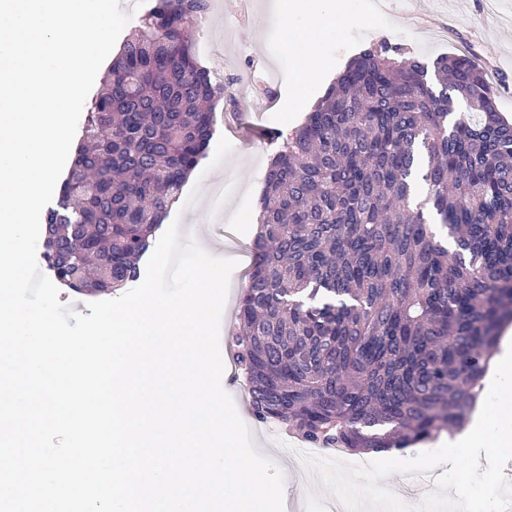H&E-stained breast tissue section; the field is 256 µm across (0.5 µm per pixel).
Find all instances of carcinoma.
Returning a JSON list of instances; mask_svg holds the SVG:
<instances>
[{
  "label": "carcinoma",
  "mask_w": 512,
  "mask_h": 512,
  "mask_svg": "<svg viewBox=\"0 0 512 512\" xmlns=\"http://www.w3.org/2000/svg\"><path fill=\"white\" fill-rule=\"evenodd\" d=\"M210 0H155L84 120L45 216L44 258L115 290L206 156L224 87L192 35ZM467 56L361 51L276 131L256 259L237 310L251 413L350 452L463 426L512 323V123Z\"/></svg>",
  "instance_id": "obj_1"
}]
</instances>
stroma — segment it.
Here are the masks:
<instances>
[{"label": "stroma", "mask_w": 512, "mask_h": 512, "mask_svg": "<svg viewBox=\"0 0 512 512\" xmlns=\"http://www.w3.org/2000/svg\"><path fill=\"white\" fill-rule=\"evenodd\" d=\"M342 6L352 13V21L324 29L315 47L327 65L345 68L359 50L383 40L428 63L446 54L472 55L499 83L497 107L512 120V0H303L290 25L303 32L315 18ZM216 17V23L196 24L193 34L208 69L251 68L280 79L277 106L261 119L238 120L244 138L226 136L225 124L233 119L229 100L216 106L213 138L193 172L200 187L224 189L221 199L209 202L208 226L223 227L247 249L254 239L249 219L259 204L257 191L264 186L274 149L268 133L292 129L301 119L300 113L281 111L279 103L297 94L319 98L327 83L317 78L301 87L294 84L297 57L310 49L287 39L274 0H219ZM242 419L258 450L283 472L293 512H323L329 501L352 498L368 502L375 512H405L415 484L432 471L412 447L368 454L361 467L313 446L298 455L283 430H268L247 413ZM435 471L434 482L418 499V512H455L459 506L465 512H500L512 499V483H502L487 464L463 458ZM461 484L466 487L462 494L457 491Z\"/></svg>", "instance_id": "obj_1"}]
</instances>
